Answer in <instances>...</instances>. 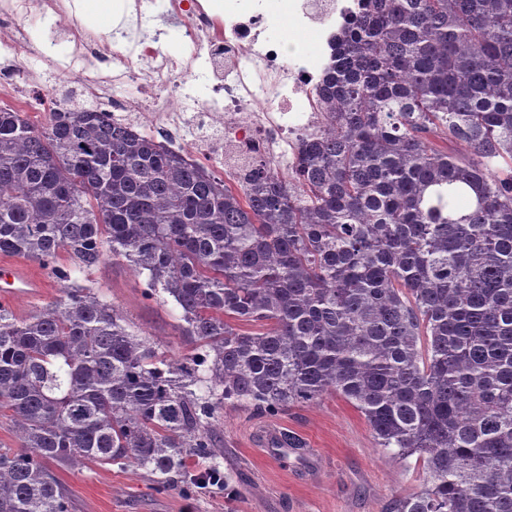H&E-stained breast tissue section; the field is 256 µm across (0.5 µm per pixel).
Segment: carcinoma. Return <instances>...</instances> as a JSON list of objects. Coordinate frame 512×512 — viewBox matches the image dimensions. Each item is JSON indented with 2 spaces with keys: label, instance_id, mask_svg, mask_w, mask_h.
<instances>
[{
  "label": "carcinoma",
  "instance_id": "cac0c4a2",
  "mask_svg": "<svg viewBox=\"0 0 512 512\" xmlns=\"http://www.w3.org/2000/svg\"><path fill=\"white\" fill-rule=\"evenodd\" d=\"M359 2L323 129L237 188L102 112L38 126L0 105V253L65 282L25 317L0 304V512H71L66 466L227 490L224 406L333 392L415 458L422 487L390 512H512V0ZM63 251L78 271L128 262L180 309L190 352L71 283Z\"/></svg>",
  "mask_w": 512,
  "mask_h": 512
}]
</instances>
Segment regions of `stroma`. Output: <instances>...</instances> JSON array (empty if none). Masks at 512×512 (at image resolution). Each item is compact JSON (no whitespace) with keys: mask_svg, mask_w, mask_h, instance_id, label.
<instances>
[{"mask_svg":"<svg viewBox=\"0 0 512 512\" xmlns=\"http://www.w3.org/2000/svg\"><path fill=\"white\" fill-rule=\"evenodd\" d=\"M133 0H74L72 10L95 32L112 37L128 30L123 5ZM33 40L54 38L63 71L47 84V98H71L77 69L73 45L63 32H50L39 21L27 24ZM73 281L96 289L123 314L135 331L153 340L167 356L179 358L190 344L181 335V312L172 302L146 298V282L124 261H109L90 273L73 272ZM296 437L300 453L268 454L261 442L268 429ZM218 462L241 495L225 504L224 489L205 488L188 499L178 493L156 494L144 471L93 465L57 469L72 512H387L398 496L419 491V472L375 444L364 416L342 396L299 404L275 415L242 406L225 408L213 431Z\"/></svg>","mask_w":512,"mask_h":512,"instance_id":"1","label":"stroma"}]
</instances>
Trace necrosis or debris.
Masks as SVG:
<instances>
[{"mask_svg":"<svg viewBox=\"0 0 512 512\" xmlns=\"http://www.w3.org/2000/svg\"><path fill=\"white\" fill-rule=\"evenodd\" d=\"M353 0H256L244 11L237 0H225L223 14L204 5L187 10L170 0L168 12L183 29L187 54H162L143 42L109 43L111 72L83 52L88 28L66 19L61 0H0V12L13 19L0 32V48L13 58L0 68V98L24 106L36 104L47 74L59 65L52 43H35L24 27L38 17L49 27L65 25L81 64L79 101L54 102L58 112L94 103L114 122L149 132L174 133L179 147L244 177L253 161L282 170L293 158L296 139L322 128L315 94L323 69L312 63L301 44L265 38L270 26L289 22L298 30L314 29L333 37ZM204 61L210 74V101L201 103L185 89H170L173 74Z\"/></svg>","mask_w":512,"mask_h":512,"instance_id":"necrosis-or-debris-1","label":"necrosis or debris"}]
</instances>
